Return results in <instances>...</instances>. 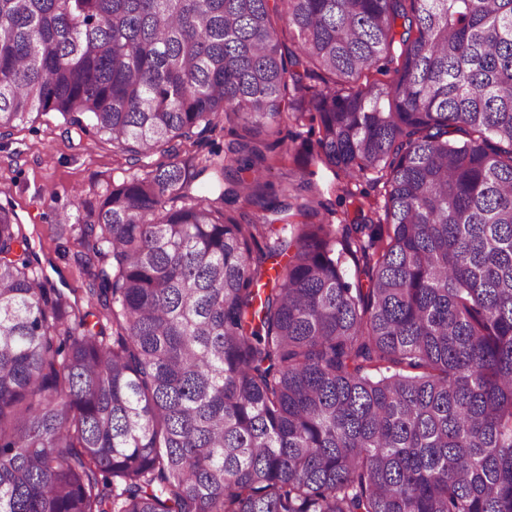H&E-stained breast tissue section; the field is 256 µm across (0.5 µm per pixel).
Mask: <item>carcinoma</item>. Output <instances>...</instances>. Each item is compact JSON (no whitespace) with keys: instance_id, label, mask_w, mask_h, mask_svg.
I'll use <instances>...</instances> for the list:
<instances>
[{"instance_id":"1","label":"carcinoma","mask_w":512,"mask_h":512,"mask_svg":"<svg viewBox=\"0 0 512 512\" xmlns=\"http://www.w3.org/2000/svg\"><path fill=\"white\" fill-rule=\"evenodd\" d=\"M50 112L143 173L62 218L83 305L0 206V512H512V0H0V132ZM290 157L383 216L290 222Z\"/></svg>"}]
</instances>
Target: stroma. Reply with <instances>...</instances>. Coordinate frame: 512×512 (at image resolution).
Here are the masks:
<instances>
[{"label":"stroma","mask_w":512,"mask_h":512,"mask_svg":"<svg viewBox=\"0 0 512 512\" xmlns=\"http://www.w3.org/2000/svg\"><path fill=\"white\" fill-rule=\"evenodd\" d=\"M314 170L319 197L329 208L327 222L342 223L354 210L352 195L371 190L367 180L344 182L321 164ZM134 172L124 158L113 155L111 142L87 137L69 145L53 113L20 123L0 138V205L17 213L39 267L55 288L84 287L75 248L58 234L59 214H68L71 223L83 222L103 189Z\"/></svg>","instance_id":"1"}]
</instances>
